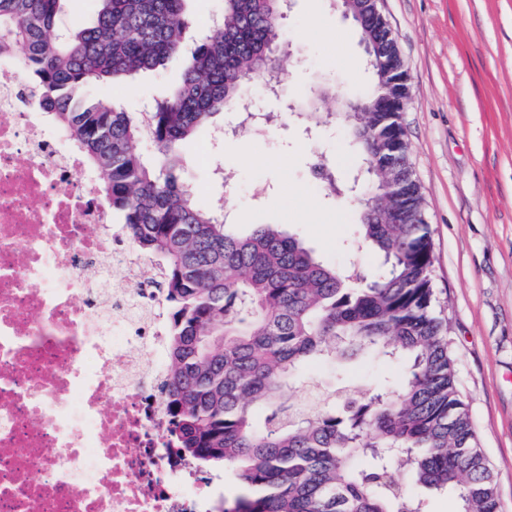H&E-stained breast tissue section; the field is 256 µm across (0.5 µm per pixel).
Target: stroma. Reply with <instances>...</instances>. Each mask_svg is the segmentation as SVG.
I'll use <instances>...</instances> for the list:
<instances>
[{"label": "stroma", "instance_id": "35a3bbf8", "mask_svg": "<svg viewBox=\"0 0 512 512\" xmlns=\"http://www.w3.org/2000/svg\"><path fill=\"white\" fill-rule=\"evenodd\" d=\"M379 8L410 75L401 117L459 388L497 481L500 512H512V0H379ZM279 64L286 74L280 93L252 91L238 106L279 113V122L219 139L214 129L226 117L217 115L186 145L183 177L198 205L224 210L238 234L275 224L326 262L373 275L378 259L348 247L357 203L328 199L313 173L321 160L352 179L359 155L343 140L339 119L309 130L289 110L326 75L342 99L368 87L361 33L336 0H294ZM180 76L175 60L93 93L136 112ZM402 372L401 364L366 354L316 360L286 398L347 381L369 394Z\"/></svg>", "mask_w": 512, "mask_h": 512}]
</instances>
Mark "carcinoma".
I'll list each match as a JSON object with an SVG mask.
<instances>
[{
	"label": "carcinoma",
	"mask_w": 512,
	"mask_h": 512,
	"mask_svg": "<svg viewBox=\"0 0 512 512\" xmlns=\"http://www.w3.org/2000/svg\"><path fill=\"white\" fill-rule=\"evenodd\" d=\"M63 2L0 0V54L18 56L24 97L67 131L128 241L155 262L175 448L199 468L235 469L242 484L220 512H428L421 487L454 497L456 512H499L436 314L431 233L399 115L405 100L398 84L380 88L379 52L396 46L384 41L376 4L348 5L362 18L373 80L339 113L367 161L357 239L381 262L367 278L271 224L238 235L181 178L183 144L197 129L246 91L284 81L272 56L286 34L283 0H223L200 32L187 0H92V21L78 28L60 25ZM172 57L182 59L181 81L142 119L92 93ZM372 129L388 149L371 142ZM384 200L400 223H383ZM357 352L407 361L400 390L281 400L304 363Z\"/></svg>",
	"instance_id": "1"
}]
</instances>
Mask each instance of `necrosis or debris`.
<instances>
[{
	"instance_id": "necrosis-or-debris-1",
	"label": "necrosis or debris",
	"mask_w": 512,
	"mask_h": 512,
	"mask_svg": "<svg viewBox=\"0 0 512 512\" xmlns=\"http://www.w3.org/2000/svg\"><path fill=\"white\" fill-rule=\"evenodd\" d=\"M0 58V512H204L168 449L159 289Z\"/></svg>"
}]
</instances>
